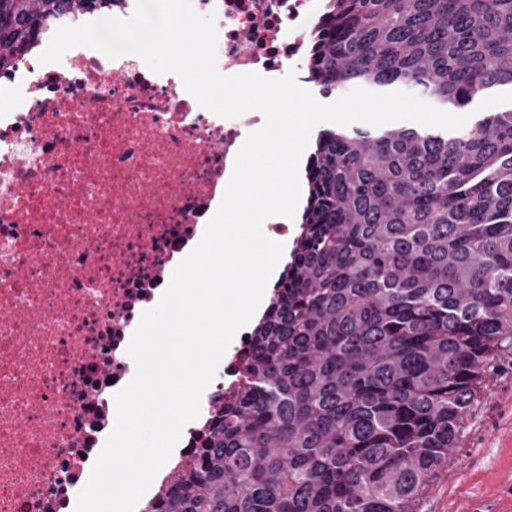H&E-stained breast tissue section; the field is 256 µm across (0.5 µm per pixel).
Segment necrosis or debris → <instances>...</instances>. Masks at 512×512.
<instances>
[{"label": "necrosis or debris", "instance_id": "necrosis-or-debris-1", "mask_svg": "<svg viewBox=\"0 0 512 512\" xmlns=\"http://www.w3.org/2000/svg\"><path fill=\"white\" fill-rule=\"evenodd\" d=\"M217 67L302 76L321 0H192ZM51 34L0 74V512H65L135 375L127 353L261 112L224 118L137 55Z\"/></svg>", "mask_w": 512, "mask_h": 512}]
</instances>
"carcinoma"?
I'll return each instance as SVG.
<instances>
[{"label":"carcinoma","mask_w":512,"mask_h":512,"mask_svg":"<svg viewBox=\"0 0 512 512\" xmlns=\"http://www.w3.org/2000/svg\"><path fill=\"white\" fill-rule=\"evenodd\" d=\"M308 82L448 109L512 87V0H324ZM0 0V71L62 12ZM282 282L159 512H415L512 347V109L320 132Z\"/></svg>","instance_id":"cac0c4a2"}]
</instances>
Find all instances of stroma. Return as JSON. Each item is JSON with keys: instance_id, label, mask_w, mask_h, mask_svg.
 <instances>
[{"instance_id": "obj_1", "label": "stroma", "mask_w": 512, "mask_h": 512, "mask_svg": "<svg viewBox=\"0 0 512 512\" xmlns=\"http://www.w3.org/2000/svg\"><path fill=\"white\" fill-rule=\"evenodd\" d=\"M460 447L422 492L417 512H512V353L486 382L459 435Z\"/></svg>"}]
</instances>
